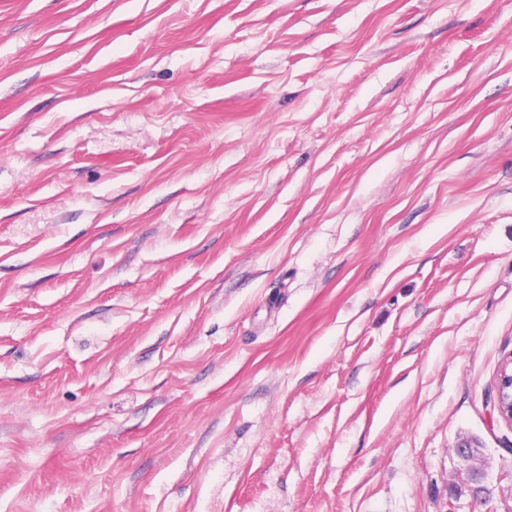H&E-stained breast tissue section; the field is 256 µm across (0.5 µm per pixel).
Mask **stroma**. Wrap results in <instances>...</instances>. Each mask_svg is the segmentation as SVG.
<instances>
[{"label": "stroma", "mask_w": 512, "mask_h": 512, "mask_svg": "<svg viewBox=\"0 0 512 512\" xmlns=\"http://www.w3.org/2000/svg\"><path fill=\"white\" fill-rule=\"evenodd\" d=\"M512 0H0V512H512ZM499 416L512 424V353L501 362L494 397Z\"/></svg>", "instance_id": "stroma-1"}]
</instances>
